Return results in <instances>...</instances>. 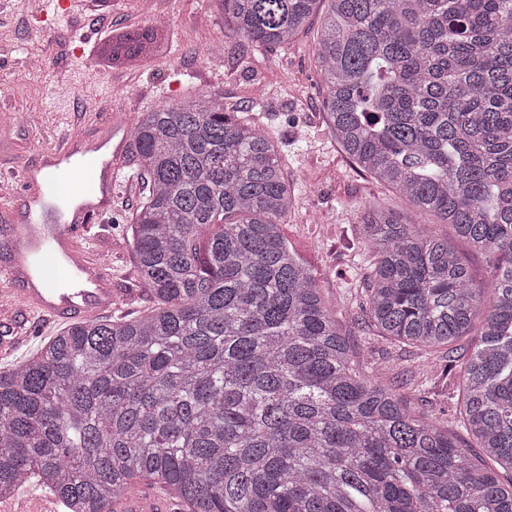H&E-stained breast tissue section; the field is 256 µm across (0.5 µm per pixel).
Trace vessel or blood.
I'll return each instance as SVG.
<instances>
[{
    "label": "vessel or blood",
    "mask_w": 512,
    "mask_h": 512,
    "mask_svg": "<svg viewBox=\"0 0 512 512\" xmlns=\"http://www.w3.org/2000/svg\"><path fill=\"white\" fill-rule=\"evenodd\" d=\"M118 114L107 113L98 133L75 136L42 148L34 163L14 169L7 177L8 193L0 195V215L9 218L0 236V309L21 306L18 322L0 323V356L11 354L20 323L50 321L65 324L108 315L116 301L112 272L87 256L83 243L97 237L95 227L112 211L114 155L100 149L120 126ZM85 170L88 184L69 220L41 221L44 210L72 189L73 170ZM22 499L32 512H64L63 501L40 486H27ZM180 504L157 488L138 487L117 502L114 512H179Z\"/></svg>",
    "instance_id": "b4317fda"
}]
</instances>
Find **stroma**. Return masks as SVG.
<instances>
[{
  "instance_id": "1",
  "label": "stroma",
  "mask_w": 512,
  "mask_h": 512,
  "mask_svg": "<svg viewBox=\"0 0 512 512\" xmlns=\"http://www.w3.org/2000/svg\"><path fill=\"white\" fill-rule=\"evenodd\" d=\"M69 23H92L100 31L147 27L156 12L167 14L161 48L130 71H103L97 44H74L57 31L52 7L42 0H0V60L51 59L50 74L28 70L0 83V170L30 162L44 145L64 135H94L111 91L114 108L129 126L161 102H187L201 94L219 95L224 109L262 124L277 143L283 169L294 187L293 207L282 229L310 265L328 307L336 310L343 331L384 382L404 385L413 405L447 415L457 431L460 382L445 377L443 354L426 353L376 336L358 312L373 258L359 244L360 221L367 206L393 209L403 220L424 225L436 235L452 229L436 216L417 210L388 187L361 171L337 144L323 107L312 44L320 28L285 47L267 50L247 44L226 28L216 0H71ZM39 115V132L14 124L17 112ZM147 191L132 149H125L112 200L108 240L89 252L107 262L120 299L114 317L142 313L153 305L139 285L130 221Z\"/></svg>"
}]
</instances>
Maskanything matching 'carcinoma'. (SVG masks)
I'll return each mask as SVG.
<instances>
[{
    "label": "carcinoma",
    "mask_w": 512,
    "mask_h": 512,
    "mask_svg": "<svg viewBox=\"0 0 512 512\" xmlns=\"http://www.w3.org/2000/svg\"><path fill=\"white\" fill-rule=\"evenodd\" d=\"M217 2L275 48L321 0ZM327 2L313 53L343 150L486 261L477 283L448 238L364 211V312L448 355L468 440L361 364L282 235L293 191L272 138L201 95L132 134L154 306L72 324L0 371V499L47 477L110 512L148 478L191 512H512V0Z\"/></svg>",
    "instance_id": "obj_1"
}]
</instances>
